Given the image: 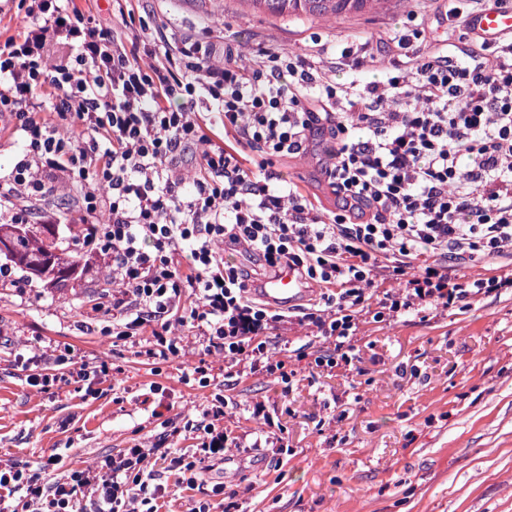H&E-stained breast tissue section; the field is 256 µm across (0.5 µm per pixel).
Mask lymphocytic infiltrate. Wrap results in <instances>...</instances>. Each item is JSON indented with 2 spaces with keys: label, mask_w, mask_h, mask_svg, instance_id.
Returning <instances> with one entry per match:
<instances>
[{
  "label": "lymphocytic infiltrate",
  "mask_w": 512,
  "mask_h": 512,
  "mask_svg": "<svg viewBox=\"0 0 512 512\" xmlns=\"http://www.w3.org/2000/svg\"><path fill=\"white\" fill-rule=\"evenodd\" d=\"M20 5L29 26L0 41V119L27 146L0 180V202L44 197L61 180L83 186L82 241L111 267L116 338H148V356L166 360L183 349L173 328L188 326L223 357L225 379L247 369L288 384L291 373L266 344L285 324L331 344L333 356L316 363L332 368L351 363L365 316L463 309L512 289V36L471 35L485 0H443L462 46L454 60L414 53L424 30L410 12L389 38L386 81L365 85L367 39L308 57L262 49L250 58L228 39L216 66L202 42L176 46L163 34L145 65L69 0ZM334 67L349 72L348 83L332 78ZM318 135L332 141L325 177L339 205L327 212L274 171ZM194 144L202 151L188 180L178 162ZM228 249L273 272L296 267L318 298L298 314L250 297L251 276L225 258ZM454 261L489 264L492 274L458 276ZM382 264L393 283L383 292L374 280ZM40 359L27 377L33 387L89 384L99 374L68 347ZM227 406L215 394L184 425L164 420L150 444L61 478L52 475L59 454L36 470L0 463V512H159L173 483L204 487L197 512H215L224 484L209 474L239 445L224 429ZM183 430L197 456L168 449Z\"/></svg>",
  "instance_id": "f902f5d3"
}]
</instances>
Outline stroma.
<instances>
[{
	"label": "stroma",
	"instance_id": "1",
	"mask_svg": "<svg viewBox=\"0 0 512 512\" xmlns=\"http://www.w3.org/2000/svg\"><path fill=\"white\" fill-rule=\"evenodd\" d=\"M78 5L137 54L169 29L216 43L229 35L250 54L306 55L317 37H388L403 28L414 2L392 0L379 12L330 21H287L246 0H128L127 9L147 20L144 28L125 23L112 0ZM328 149L318 141L275 170L333 210L337 200L323 174ZM81 204V193L64 183L44 198L14 201L15 208L59 217L55 234L65 247ZM82 256V275L57 286L25 278L16 287L0 284V457L34 469L64 451L78 467L146 442L163 420L220 392L238 408L225 419L227 430L251 433L247 407L262 402L273 426L288 433L284 452L236 450L259 465L225 472L234 493L230 512H512V293L426 320L364 324L353 365L330 373L314 363L320 345L306 347L292 330L290 349L269 342L295 371L292 385L248 372L228 382L219 361L203 387L181 379L184 366L204 357L195 331L186 333L184 355L166 361L149 358L145 344L104 333L112 322L111 268L95 252ZM59 344L72 348L75 361L107 364L98 398L86 397L80 382L41 393L26 385L34 356Z\"/></svg>",
	"mask_w": 512,
	"mask_h": 512
}]
</instances>
